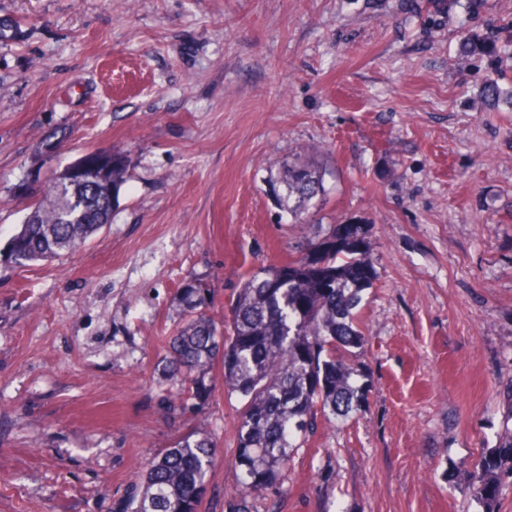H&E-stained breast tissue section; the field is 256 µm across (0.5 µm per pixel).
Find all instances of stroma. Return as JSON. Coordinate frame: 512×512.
Returning a JSON list of instances; mask_svg holds the SVG:
<instances>
[{
	"mask_svg": "<svg viewBox=\"0 0 512 512\" xmlns=\"http://www.w3.org/2000/svg\"><path fill=\"white\" fill-rule=\"evenodd\" d=\"M492 55L459 66L465 31ZM512 0H0V252L52 178L124 157L112 220L80 249L0 261V512H121L150 458L219 445L199 512L236 481V400L180 412L163 345L179 286L223 321L303 226L268 185L324 174L308 221L360 224L377 278L365 407L319 425L264 512H481L464 491L512 385ZM478 96L486 108L506 106L512 109V89L502 87L493 76L487 75L481 79Z\"/></svg>",
	"mask_w": 512,
	"mask_h": 512,
	"instance_id": "stroma-1",
	"label": "stroma"
}]
</instances>
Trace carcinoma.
Listing matches in <instances>:
<instances>
[{
	"instance_id": "1",
	"label": "carcinoma",
	"mask_w": 512,
	"mask_h": 512,
	"mask_svg": "<svg viewBox=\"0 0 512 512\" xmlns=\"http://www.w3.org/2000/svg\"><path fill=\"white\" fill-rule=\"evenodd\" d=\"M495 51L489 38L469 36L461 58ZM486 108H512V89L487 75L479 84ZM78 173L56 177L12 236L6 257L23 265L47 261L84 245L112 220L115 194L126 172L112 155L103 171L89 152ZM272 186L279 207L298 220L324 195L323 176L307 165L287 162ZM298 255L248 274L224 324L208 316L207 285L189 280L179 291L182 322L165 343L167 371L183 387L180 405L201 409L216 389L212 370L224 367V392L239 402L237 450L232 467L239 488L225 512H258L256 495L283 482L297 450L318 426L347 419L366 401L365 372L357 363L364 348L361 307L376 270L366 234L358 224L343 235L335 227L312 225ZM319 280L321 288L310 283ZM217 442L206 432L189 431L146 464L141 490L126 512H198ZM512 487V430L486 449L469 474L467 490L482 508L495 512L504 489Z\"/></svg>"
}]
</instances>
